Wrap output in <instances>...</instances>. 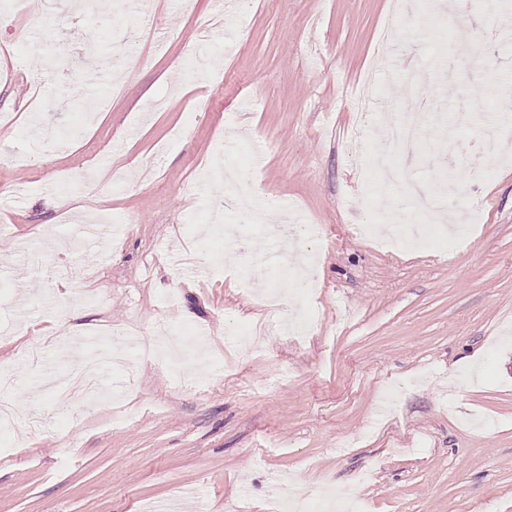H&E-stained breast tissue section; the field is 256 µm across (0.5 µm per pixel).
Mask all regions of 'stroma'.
<instances>
[{"label": "stroma", "instance_id": "stroma-1", "mask_svg": "<svg viewBox=\"0 0 512 512\" xmlns=\"http://www.w3.org/2000/svg\"><path fill=\"white\" fill-rule=\"evenodd\" d=\"M408 2L383 63L388 0L0 7V370L14 378L0 400L41 421L0 443V512H266L292 485L360 512H512V38L474 0L455 26L489 34L487 50L447 79L455 27L436 0ZM127 43L137 53L117 59ZM475 88L450 152L439 129ZM354 90L374 105L361 126ZM415 100L424 149L391 186L375 168L385 123ZM242 126L262 207L290 204L320 239L271 238L211 178ZM450 180L467 194L443 211L483 214L466 247L376 246L377 200L422 225L415 189ZM300 251L316 295L262 302L253 284L283 289ZM312 303L323 325L285 334ZM160 321L201 331L206 363L132 353L92 406L54 388L74 366L60 323L83 325L91 355L93 331L146 338Z\"/></svg>", "mask_w": 512, "mask_h": 512}]
</instances>
